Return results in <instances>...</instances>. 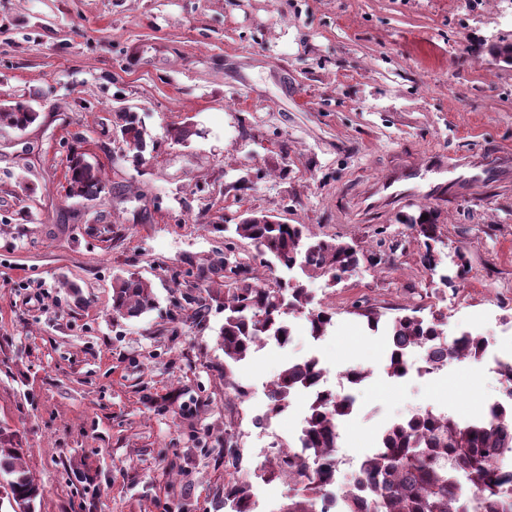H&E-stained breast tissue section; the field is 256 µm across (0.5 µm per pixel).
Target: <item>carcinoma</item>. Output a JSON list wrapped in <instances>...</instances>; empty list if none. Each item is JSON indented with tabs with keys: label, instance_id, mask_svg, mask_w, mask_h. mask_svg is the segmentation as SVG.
<instances>
[{
	"label": "carcinoma",
	"instance_id": "1",
	"mask_svg": "<svg viewBox=\"0 0 512 512\" xmlns=\"http://www.w3.org/2000/svg\"><path fill=\"white\" fill-rule=\"evenodd\" d=\"M37 112L29 101L17 100L0 107V127L23 130L34 123ZM117 132L137 161L144 159L154 142L135 112L120 116ZM67 196L87 200L106 198V184L99 167L85 154L74 151L67 158ZM424 237L422 263L436 266L432 242L437 225L419 217L411 221ZM251 241L257 255L269 256L288 271L296 268L311 277L327 276L336 283L359 262L353 248L313 240L303 224H284L261 212H252L239 223L214 225ZM251 265L218 255L197 264V278L212 293L211 277L224 282V325L219 342L224 350V374L231 364L247 357L255 346L280 345L288 337L287 316L306 304V288L298 279L249 283ZM151 284L131 272L114 278L112 311L125 318H138L155 308ZM326 308L308 316L314 336L320 337L331 325ZM446 323L424 321L415 316L395 318L388 326L389 354L386 370L393 377L408 373L407 351L412 345L438 347L425 359L426 368L437 370L452 362L480 359L485 346L481 335L466 333L452 340ZM322 371L312 359L289 363L271 384L270 412L288 408L298 392L317 387ZM353 411L352 402L334 392L320 393L311 400L301 437L304 452L284 460L277 456L268 465L266 480L288 476L300 488L280 512H328L333 500L330 487L336 484L341 461L338 422ZM40 486L23 461L22 449L0 442V507L8 503L11 512H36ZM251 485L226 487L225 512H248ZM336 512H512V407L506 411L490 408L489 415L466 423L431 410L418 411L394 422L381 435L376 450L361 462L358 477L344 490L343 503Z\"/></svg>",
	"mask_w": 512,
	"mask_h": 512
}]
</instances>
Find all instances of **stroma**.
Returning a JSON list of instances; mask_svg holds the SVG:
<instances>
[{
  "label": "stroma",
  "mask_w": 512,
  "mask_h": 512,
  "mask_svg": "<svg viewBox=\"0 0 512 512\" xmlns=\"http://www.w3.org/2000/svg\"><path fill=\"white\" fill-rule=\"evenodd\" d=\"M509 43L512 0H0V105L38 114L0 128V438L22 448L37 512H224L234 478L278 512L297 486L258 472L308 403L273 415L268 391L313 354L333 388L350 366L371 373L339 424L341 471L412 412L482 416L501 393L491 364L388 377L387 326L441 316L512 352V185L410 207L432 212L440 267L464 263L454 288L401 211L357 200L431 150L512 154V62L491 52ZM125 110L156 143L140 164L113 135ZM74 148L106 200L68 197ZM246 211L308 225L359 264L334 286L304 281L333 312L325 336L292 314L288 347L228 372L224 309L188 303V285L215 253L254 256L215 230ZM128 271L156 297L134 319L112 312ZM37 117V112H35L27 100L13 101L12 104L4 108L0 107L1 128L9 127L12 129L23 130L34 123Z\"/></svg>",
  "instance_id": "1"
}]
</instances>
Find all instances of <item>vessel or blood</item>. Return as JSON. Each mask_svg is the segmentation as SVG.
<instances>
[{"label": "vessel or blood", "mask_w": 512, "mask_h": 512, "mask_svg": "<svg viewBox=\"0 0 512 512\" xmlns=\"http://www.w3.org/2000/svg\"><path fill=\"white\" fill-rule=\"evenodd\" d=\"M512 178V162L502 153L450 155L428 152L420 161L385 169L371 182L359 203L383 209L410 207L421 201H443L471 193L480 184Z\"/></svg>", "instance_id": "obj_1"}]
</instances>
